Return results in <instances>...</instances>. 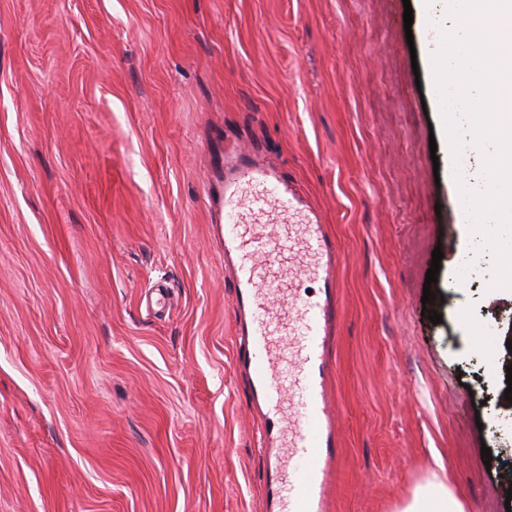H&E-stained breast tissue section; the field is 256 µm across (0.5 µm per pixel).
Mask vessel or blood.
Wrapping results in <instances>:
<instances>
[{"label": "vessel or blood", "instance_id": "1", "mask_svg": "<svg viewBox=\"0 0 512 512\" xmlns=\"http://www.w3.org/2000/svg\"><path fill=\"white\" fill-rule=\"evenodd\" d=\"M208 196L235 284L233 311L241 336L235 361L248 372L252 398L263 407L266 447L285 443L290 448L287 468L276 465L266 473L269 512H323V490L336 460L325 351L326 336L338 319L336 241L325 233L319 212L297 183L268 162L258 147L225 151L214 166ZM272 206L301 217L308 261L299 278L317 286L314 295L295 299L292 364L287 368L278 360L271 313L282 283L263 266L272 240L264 231L244 227L245 212L260 216ZM286 401L295 408L289 429L282 416Z\"/></svg>", "mask_w": 512, "mask_h": 512}]
</instances>
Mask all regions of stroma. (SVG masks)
<instances>
[{
	"label": "stroma",
	"mask_w": 512,
	"mask_h": 512,
	"mask_svg": "<svg viewBox=\"0 0 512 512\" xmlns=\"http://www.w3.org/2000/svg\"><path fill=\"white\" fill-rule=\"evenodd\" d=\"M447 22L443 0H0V512H266L207 224L228 138L340 247L327 512H404L435 480L506 512L512 299L452 210Z\"/></svg>",
	"instance_id": "1"
}]
</instances>
